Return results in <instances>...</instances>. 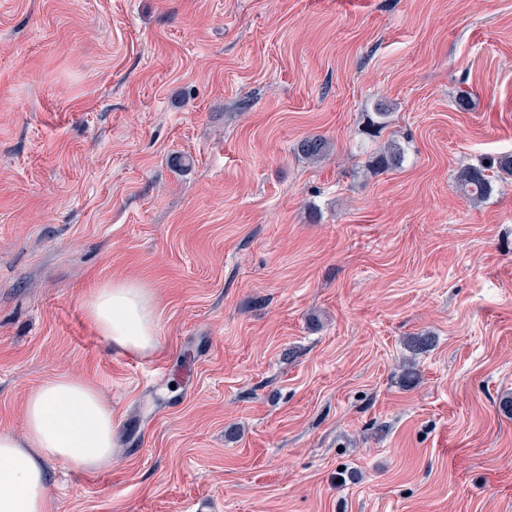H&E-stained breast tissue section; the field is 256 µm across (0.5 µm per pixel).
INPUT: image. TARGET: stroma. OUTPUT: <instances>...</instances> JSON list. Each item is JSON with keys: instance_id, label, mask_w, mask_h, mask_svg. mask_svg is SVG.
<instances>
[{"instance_id": "stroma-1", "label": "stroma", "mask_w": 512, "mask_h": 512, "mask_svg": "<svg viewBox=\"0 0 512 512\" xmlns=\"http://www.w3.org/2000/svg\"><path fill=\"white\" fill-rule=\"evenodd\" d=\"M510 150L512 0H0V433L60 372L116 424L52 512H512V178L456 182ZM489 161V165H486ZM504 175L512 177V151L490 156L461 168L456 181L464 195L472 201L488 199L493 192L495 182ZM85 308L112 346L138 354L156 349L158 326L145 288L134 282L106 283L97 288Z\"/></svg>"}]
</instances>
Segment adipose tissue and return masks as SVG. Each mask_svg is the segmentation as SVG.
<instances>
[{"instance_id":"1","label":"adipose tissue","mask_w":512,"mask_h":512,"mask_svg":"<svg viewBox=\"0 0 512 512\" xmlns=\"http://www.w3.org/2000/svg\"><path fill=\"white\" fill-rule=\"evenodd\" d=\"M86 312L112 346L145 354L159 343L152 300L136 283L102 285ZM24 419L23 436L0 434V512H50L48 461L89 472L111 468L112 411L80 378L61 373L33 389Z\"/></svg>"}]
</instances>
